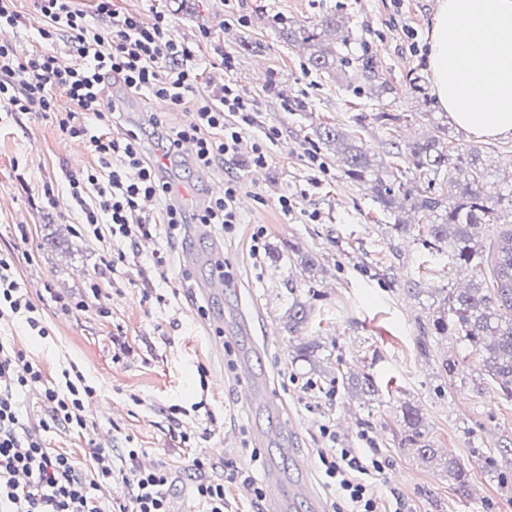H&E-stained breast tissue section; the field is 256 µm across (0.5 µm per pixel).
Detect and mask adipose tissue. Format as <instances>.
Here are the masks:
<instances>
[{"mask_svg":"<svg viewBox=\"0 0 512 512\" xmlns=\"http://www.w3.org/2000/svg\"><path fill=\"white\" fill-rule=\"evenodd\" d=\"M428 67L456 125L512 137V0H436Z\"/></svg>","mask_w":512,"mask_h":512,"instance_id":"adipose-tissue-1","label":"adipose tissue"}]
</instances>
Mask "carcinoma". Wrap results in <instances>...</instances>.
Masks as SVG:
<instances>
[{
	"instance_id": "carcinoma-1",
	"label": "carcinoma",
	"mask_w": 512,
	"mask_h": 512,
	"mask_svg": "<svg viewBox=\"0 0 512 512\" xmlns=\"http://www.w3.org/2000/svg\"><path fill=\"white\" fill-rule=\"evenodd\" d=\"M281 36L290 44L308 50V63L317 71H339L360 92H385L390 83L374 52L365 47L349 58L342 55L353 32L344 17L322 16L312 25H286ZM405 112H378L373 122L394 131L407 120ZM318 140L336 146L344 175L352 182L370 184L373 197L392 214L413 211L425 220L416 226L397 217L391 238H401L417 229L415 240L436 255H449L459 267L477 271L464 288L439 292L432 316L419 323L417 344L427 352L438 336L456 335L466 341L494 387L512 398V224L502 221L512 215V188L489 189L488 168L481 151L454 148L448 142V126L432 122V131L411 143L388 139L386 158L375 159L362 145L356 130L324 124L316 131ZM492 225L487 239L476 237L475 229ZM286 256L299 270L301 281L312 282L310 273L320 266L318 258L299 244L290 242ZM311 306L294 299L288 307V332L297 334L310 319ZM336 384L350 395L373 396L378 392L371 374L353 372L336 361ZM401 444L425 462L438 461L437 451L427 438L419 406L406 402L400 407ZM457 489L468 493L469 474L460 462H442Z\"/></svg>"
}]
</instances>
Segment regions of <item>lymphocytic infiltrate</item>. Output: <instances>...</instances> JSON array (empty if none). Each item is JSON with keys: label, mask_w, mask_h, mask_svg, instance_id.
Wrapping results in <instances>:
<instances>
[{"label": "lymphocytic infiltrate", "mask_w": 512, "mask_h": 512, "mask_svg": "<svg viewBox=\"0 0 512 512\" xmlns=\"http://www.w3.org/2000/svg\"><path fill=\"white\" fill-rule=\"evenodd\" d=\"M36 2L38 46L21 53L0 44V109L54 117L64 135L91 148L93 165L69 179L70 195L83 214V232L98 240L107 235L133 241L161 234L175 239L190 224L232 230L239 222L241 182L228 179L223 196L185 207L168 177V165L186 141L194 147L197 169L239 159L242 136L257 123L252 101L230 84L203 88L192 49L174 35L164 15L147 24L137 14L118 10L114 0H91L88 11L76 7L75 0ZM103 21L111 24V32L100 29ZM61 44L72 58L66 67L59 66L54 53ZM56 86L67 89V109H58L54 101ZM144 93L165 100L175 112L193 107L189 120L172 130L150 116L158 132L152 149L123 106L125 95ZM280 137L277 127L262 128L250 156L239 160L247 167L265 166ZM149 198L164 200L159 216L142 211L141 200ZM13 266L12 256L0 253V319L22 317L38 329L39 310L16 280ZM24 392L36 394L49 407V416L23 418L18 397ZM94 395L80 371L63 370L58 382L47 383L38 365L0 342V512H100L99 495L116 482L128 488L119 512H171L170 493L178 475L169 463L137 468L139 451L131 448L125 468L114 464L110 449L92 447L84 474L73 457L48 448L47 433L86 429L85 404ZM322 433L329 445L320 450L319 461L346 512H383L375 487L383 478L384 461L363 447H335L330 428Z\"/></svg>", "instance_id": "obj_1"}]
</instances>
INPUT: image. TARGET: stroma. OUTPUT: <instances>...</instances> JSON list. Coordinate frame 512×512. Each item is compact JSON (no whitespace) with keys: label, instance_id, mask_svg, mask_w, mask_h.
<instances>
[{"label":"stroma","instance_id":"obj_1","mask_svg":"<svg viewBox=\"0 0 512 512\" xmlns=\"http://www.w3.org/2000/svg\"><path fill=\"white\" fill-rule=\"evenodd\" d=\"M117 6L147 21L164 13L175 35L188 42L211 32V42L201 43L196 56L203 84H235L255 101L258 125L278 127L281 139L258 169L173 167L171 177L187 197L193 187L231 176L242 182L253 207L241 212L223 240L195 228L185 246L161 237L116 245L81 232L82 213L70 199V177L93 162L88 147L72 144L79 159L71 161L61 149L67 138L52 119L0 117V253L13 256L14 275L48 329L41 337L24 320L5 318L0 340L39 365L47 381L74 365L96 390L89 428L80 435L51 432L48 447L82 468L92 441L118 459L135 448L142 463L167 461L182 477L172 492L177 512L199 508L190 483L195 459L203 458L224 483V512H265L266 503L231 482L230 473L270 467L292 473L295 456L317 457L327 426L343 448L357 444L361 434L371 437L387 463L378 493L396 491L410 512H512V457L498 453L500 441L512 440V399L482 376L478 359L458 337L432 340L426 356L416 343L418 324L432 312L438 289L464 287L472 270L449 263L421 272V246L410 237L392 246L383 232L392 216L368 186L344 176L333 148L313 143L319 123L346 125L358 114L429 112L444 118L427 64L433 0H117ZM332 12L349 20L355 36L350 51L363 44L379 51L389 93L355 95L312 69L305 49L279 35L280 21L310 25ZM448 139L462 148L478 146L496 173L512 172V138L478 141L452 126ZM312 148L326 175L311 168ZM287 191L305 194L300 213L288 217L277 203ZM260 228L265 250L257 260L250 246ZM289 241L323 257L303 332L321 344L311 362L297 358L298 338L283 329L293 299L307 297L283 257ZM116 246L127 260L112 270L103 259ZM217 246L233 277L223 294L210 297L199 289L209 265L182 267L180 254ZM158 250L171 255L163 271L152 263ZM377 264L397 280H419L421 293L389 288L374 276ZM94 278L101 285L97 298L89 291ZM54 293L85 300V310L58 313ZM102 306L107 316H100ZM247 355L278 415L240 400L239 364ZM445 357L456 362L453 375L441 371ZM340 359L373 376L376 401L331 390ZM408 400L421 407L439 456L457 459L468 471L469 495H461L442 468L401 447L396 413Z\"/></svg>","mask_w":512,"mask_h":512}]
</instances>
